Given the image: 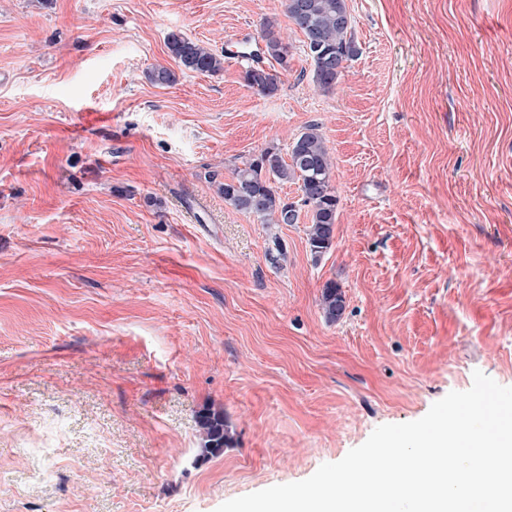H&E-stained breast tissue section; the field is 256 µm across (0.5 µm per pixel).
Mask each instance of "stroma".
Returning a JSON list of instances; mask_svg holds the SVG:
<instances>
[{"label":"stroma","mask_w":512,"mask_h":512,"mask_svg":"<svg viewBox=\"0 0 512 512\" xmlns=\"http://www.w3.org/2000/svg\"><path fill=\"white\" fill-rule=\"evenodd\" d=\"M348 5L324 91L282 0H0V512H216L474 371L512 386V0ZM267 17L292 60L265 96L237 55ZM172 31L223 70L150 82ZM312 125L318 257L308 210L263 224L219 191ZM207 406L232 441L201 460ZM322 310L330 321L337 320L345 308L344 296L335 282H327L322 292Z\"/></svg>","instance_id":"1"}]
</instances>
